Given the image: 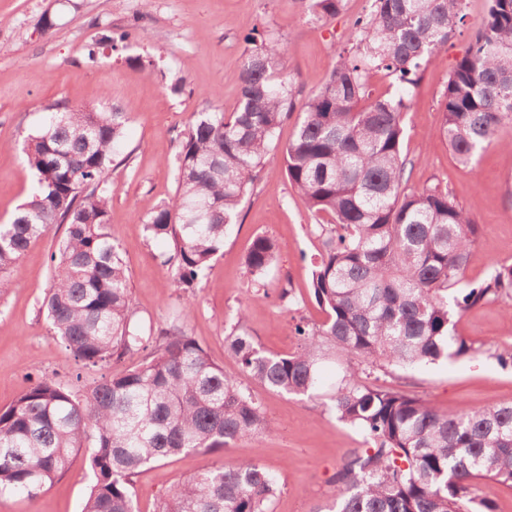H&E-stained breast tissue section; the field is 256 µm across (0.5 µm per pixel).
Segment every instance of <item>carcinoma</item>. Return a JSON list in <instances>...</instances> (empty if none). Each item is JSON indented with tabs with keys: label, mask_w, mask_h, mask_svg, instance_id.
Wrapping results in <instances>:
<instances>
[{
	"label": "carcinoma",
	"mask_w": 512,
	"mask_h": 512,
	"mask_svg": "<svg viewBox=\"0 0 512 512\" xmlns=\"http://www.w3.org/2000/svg\"><path fill=\"white\" fill-rule=\"evenodd\" d=\"M332 18L345 0H306ZM487 14L446 83L437 137L459 165L512 129V0H488ZM465 0H373L356 24L350 51L303 100L293 138L276 142L300 90L285 73L288 46L264 29L244 37L239 97L229 114L199 112L176 156L174 197L145 220L147 237L168 249L154 258L174 270L181 294L207 276L257 173L282 160L288 181L315 216L321 241L311 289L326 318L297 324L300 347L267 354L244 325L224 337L228 355L253 383L277 393L317 394L320 366L347 363L330 396L336 418L357 429L365 447L345 455L335 474L336 512H495L476 483L512 488V404L444 413L403 391L369 384L388 367L411 368L474 351L455 314L512 299V263L495 261L475 286L463 271L479 227L448 189L409 188L402 153L410 88L464 22ZM131 34L103 30L84 48L100 66ZM384 70L396 92L373 96L369 75ZM128 113L59 101L24 139L30 199L0 224V291L6 274L53 225L65 226L51 254L44 299L50 331L85 366L135 367L80 391L49 377L34 380L0 410V494L29 498L84 452L92 484L81 512H137L131 477L182 453H213L261 434L269 423L247 388L215 364L183 325L160 330L158 345L132 306L127 268L108 232L110 174L125 144ZM276 244L254 239L245 256L251 286L276 259ZM277 477L257 459L213 463L173 484L154 512H270Z\"/></svg>",
	"instance_id": "1"
}]
</instances>
